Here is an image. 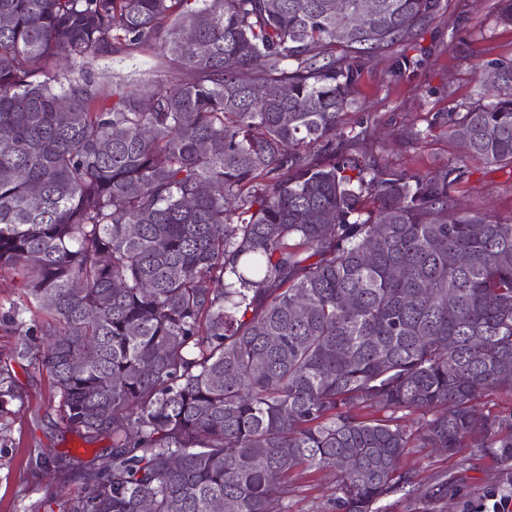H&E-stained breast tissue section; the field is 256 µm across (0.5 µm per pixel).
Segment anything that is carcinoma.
<instances>
[{
	"label": "carcinoma",
	"instance_id": "cac0c4a2",
	"mask_svg": "<svg viewBox=\"0 0 512 512\" xmlns=\"http://www.w3.org/2000/svg\"><path fill=\"white\" fill-rule=\"evenodd\" d=\"M194 2L0 0V274L26 297L3 318L67 425L112 439L59 512H288L297 469L336 474V512H384L408 449L469 445L512 494V413L477 403L512 393V222L459 211L460 166L339 142L365 61L439 0ZM128 46L183 77L96 82ZM487 66L432 124L512 166V62Z\"/></svg>",
	"mask_w": 512,
	"mask_h": 512
}]
</instances>
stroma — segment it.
I'll return each mask as SVG.
<instances>
[{"label":"stroma","mask_w":512,"mask_h":512,"mask_svg":"<svg viewBox=\"0 0 512 512\" xmlns=\"http://www.w3.org/2000/svg\"><path fill=\"white\" fill-rule=\"evenodd\" d=\"M497 0H440L417 40L372 55L361 73L358 106L344 117L357 132L347 151L410 173L445 163L462 167L458 186L461 211L477 212L501 223L512 221V167L489 166L464 156L434 114L474 101L490 60L512 61V26L499 22ZM421 66L398 71L400 55ZM117 71H156L177 76V61L137 49L103 54L94 76L110 83ZM18 332L0 321V374L9 376L17 400L0 416V512H50V494L67 499L82 486V469L93 456L107 455L109 439L84 442L63 421L49 373L16 353ZM404 466L415 476L412 496L395 495L387 512H476L504 469L503 463L475 448L449 456L413 448ZM288 512H334L336 479L327 471H296ZM444 484L447 497H432Z\"/></svg>","instance_id":"stroma-1"}]
</instances>
